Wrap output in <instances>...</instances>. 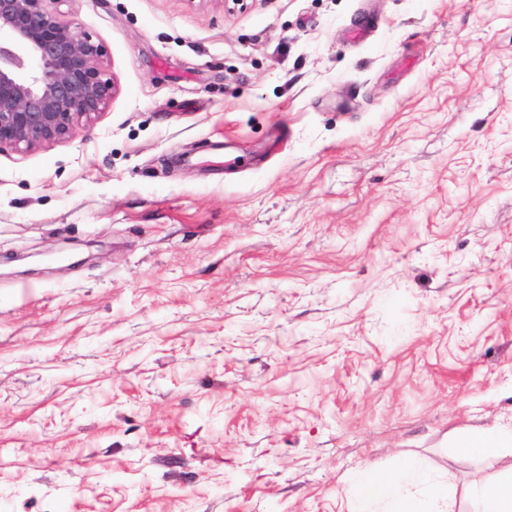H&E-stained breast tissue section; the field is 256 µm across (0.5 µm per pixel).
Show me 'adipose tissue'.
<instances>
[{
    "mask_svg": "<svg viewBox=\"0 0 512 512\" xmlns=\"http://www.w3.org/2000/svg\"><path fill=\"white\" fill-rule=\"evenodd\" d=\"M454 445L472 455L512 453V431L486 429L461 433ZM355 496L351 512H450L451 492L446 484L434 481L416 464L405 459L392 469L381 472L366 467L352 477ZM473 512H512V475L499 481L477 482L468 490Z\"/></svg>",
    "mask_w": 512,
    "mask_h": 512,
    "instance_id": "ef3b65f1",
    "label": "adipose tissue"
}]
</instances>
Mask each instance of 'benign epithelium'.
I'll return each mask as SVG.
<instances>
[{
	"mask_svg": "<svg viewBox=\"0 0 512 512\" xmlns=\"http://www.w3.org/2000/svg\"><path fill=\"white\" fill-rule=\"evenodd\" d=\"M66 0H0V150L72 137L109 104L108 48L81 32Z\"/></svg>",
	"mask_w": 512,
	"mask_h": 512,
	"instance_id": "7a95c632",
	"label": "benign epithelium"
}]
</instances>
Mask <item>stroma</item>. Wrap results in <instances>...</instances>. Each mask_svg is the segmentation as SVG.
Masks as SVG:
<instances>
[{"label":"stroma","mask_w":512,"mask_h":512,"mask_svg":"<svg viewBox=\"0 0 512 512\" xmlns=\"http://www.w3.org/2000/svg\"><path fill=\"white\" fill-rule=\"evenodd\" d=\"M88 127L0 152V512H348L512 456V0H67ZM374 20L367 40L346 29ZM454 448L471 455L512 454V431L486 429L476 434L461 433L454 438ZM352 483L356 492L351 512H454L448 485L430 479L411 459L385 472L366 467L353 475ZM412 485L421 488L412 493ZM382 505L391 510H378Z\"/></svg>","instance_id":"1"}]
</instances>
